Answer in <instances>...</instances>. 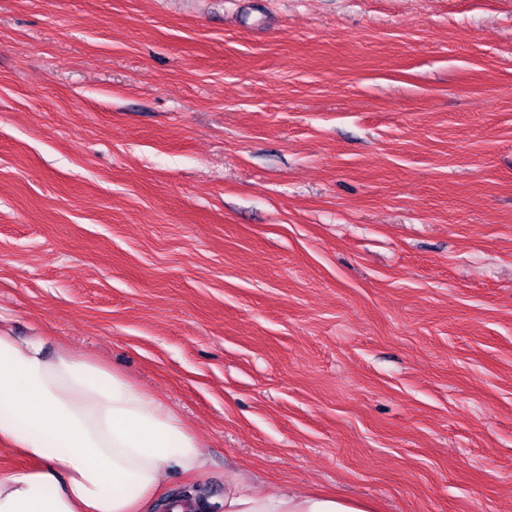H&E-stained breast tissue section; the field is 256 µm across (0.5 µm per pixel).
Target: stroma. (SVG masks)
Instances as JSON below:
<instances>
[{"label":"stroma","mask_w":512,"mask_h":512,"mask_svg":"<svg viewBox=\"0 0 512 512\" xmlns=\"http://www.w3.org/2000/svg\"><path fill=\"white\" fill-rule=\"evenodd\" d=\"M0 326L224 477L512 512V0H0Z\"/></svg>","instance_id":"1"}]
</instances>
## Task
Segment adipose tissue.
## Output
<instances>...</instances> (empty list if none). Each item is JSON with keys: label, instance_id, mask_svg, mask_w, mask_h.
Instances as JSON below:
<instances>
[{"label": "adipose tissue", "instance_id": "obj_1", "mask_svg": "<svg viewBox=\"0 0 512 512\" xmlns=\"http://www.w3.org/2000/svg\"><path fill=\"white\" fill-rule=\"evenodd\" d=\"M0 446L31 462L0 471V512H146L172 476L205 465L166 403L120 371L40 336L0 329ZM373 503L224 479V512H375Z\"/></svg>", "mask_w": 512, "mask_h": 512}]
</instances>
